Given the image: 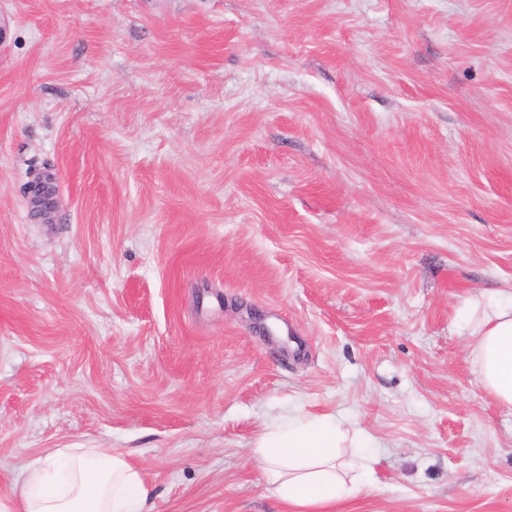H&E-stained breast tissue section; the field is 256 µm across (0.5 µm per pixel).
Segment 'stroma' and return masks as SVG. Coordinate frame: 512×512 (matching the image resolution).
Here are the masks:
<instances>
[{
  "label": "stroma",
  "instance_id": "stroma-1",
  "mask_svg": "<svg viewBox=\"0 0 512 512\" xmlns=\"http://www.w3.org/2000/svg\"><path fill=\"white\" fill-rule=\"evenodd\" d=\"M490 287L512 0H0V512L54 448L124 452L154 512H285L251 442L297 411L374 440L323 512H512L451 330Z\"/></svg>",
  "mask_w": 512,
  "mask_h": 512
}]
</instances>
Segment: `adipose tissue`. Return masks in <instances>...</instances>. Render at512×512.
Returning a JSON list of instances; mask_svg holds the SVG:
<instances>
[{
    "mask_svg": "<svg viewBox=\"0 0 512 512\" xmlns=\"http://www.w3.org/2000/svg\"><path fill=\"white\" fill-rule=\"evenodd\" d=\"M470 343L483 390L512 409V290L489 288L453 324ZM350 446L344 461L339 450ZM372 438L333 414L297 412L265 423L252 454L283 504L317 512L375 484ZM142 468L109 448H55L29 462L14 490V512H151Z\"/></svg>",
    "mask_w": 512,
    "mask_h": 512,
    "instance_id": "adipose-tissue-1",
    "label": "adipose tissue"
}]
</instances>
